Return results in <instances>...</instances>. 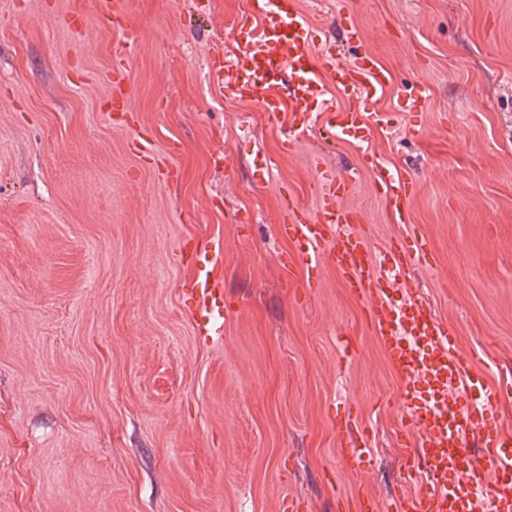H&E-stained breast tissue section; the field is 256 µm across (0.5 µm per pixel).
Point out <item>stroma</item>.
Returning <instances> with one entry per match:
<instances>
[{"label": "stroma", "instance_id": "stroma-1", "mask_svg": "<svg viewBox=\"0 0 512 512\" xmlns=\"http://www.w3.org/2000/svg\"><path fill=\"white\" fill-rule=\"evenodd\" d=\"M343 63L358 26L392 76L363 141L268 121L224 82L252 0H0V512H358L411 492L402 385L329 261L278 226L320 175L375 260L429 243L406 279L488 385L512 387V0H298ZM128 72L111 79L113 53ZM149 139L154 159L135 145ZM411 179L397 219L373 165ZM222 247L224 337L180 285ZM356 358L338 363V337ZM371 436L341 453L336 422ZM354 425L352 420H341L337 423V433L343 438H347L350 448H343V451L349 461L360 468L368 464L372 457L370 439L366 435L357 440L354 438L351 428Z\"/></svg>", "mask_w": 512, "mask_h": 512}]
</instances>
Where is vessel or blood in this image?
<instances>
[{
	"label": "vessel or blood",
	"mask_w": 512,
	"mask_h": 512,
	"mask_svg": "<svg viewBox=\"0 0 512 512\" xmlns=\"http://www.w3.org/2000/svg\"><path fill=\"white\" fill-rule=\"evenodd\" d=\"M244 50L225 64V82L240 98L251 99L258 88L283 72L294 77L290 106L294 124L283 146L298 138L309 112H319L331 135L360 138L363 114L336 106V98L372 100L389 80L388 72L371 53L361 52L354 64L338 61L333 51L313 55L309 24L297 0H254L251 14L237 23ZM377 180L394 202L412 192L401 175L377 168ZM319 213L308 223L281 224L280 232L308 262L326 256L352 295L362 302L367 317L402 382L399 402L401 431L413 441L404 463L407 478L418 479V494L392 499L387 512H512V432L489 425L487 415L506 400L504 391L488 387L469 358L452 348L447 324L430 304L411 297L400 299L403 269L409 255L400 248L390 253L391 274L378 271L371 260L370 241L354 230L355 215L338 205L349 183L323 171ZM195 274L181 291L192 307L196 335L206 338L224 332V289L219 275L221 253L213 243L197 248ZM352 421H339V436L349 439L345 455L355 466L372 457L369 437L353 438Z\"/></svg>",
	"instance_id": "vessel-or-blood-1"
}]
</instances>
